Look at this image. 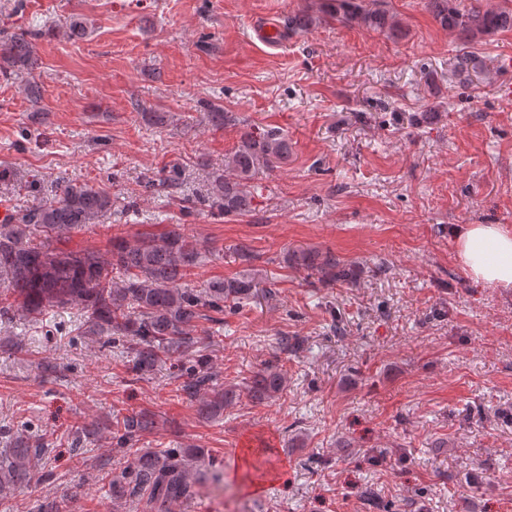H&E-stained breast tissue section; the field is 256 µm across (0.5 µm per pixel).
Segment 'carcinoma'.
I'll return each instance as SVG.
<instances>
[{
  "instance_id": "cac0c4a2",
  "label": "carcinoma",
  "mask_w": 512,
  "mask_h": 512,
  "mask_svg": "<svg viewBox=\"0 0 512 512\" xmlns=\"http://www.w3.org/2000/svg\"><path fill=\"white\" fill-rule=\"evenodd\" d=\"M440 25L454 32L461 44L456 76L468 80L481 68L470 46L500 31L512 30V8L475 5L467 11L457 0H427ZM330 18L357 24L390 38L403 35L397 16L384 0H323L318 11L306 7L288 16V29L309 31ZM42 30L5 35L0 39V76L31 75L38 65L35 40ZM215 128L236 126L240 120L224 107L208 112ZM288 161V138L279 130L242 128L237 145L224 157V173L213 179L211 207L226 216H246L254 210V179L264 170ZM112 212V194L84 184H63L55 199L7 209L0 220V315L19 312L38 321L57 309L87 312L81 332L110 336L127 344L132 372L142 378L162 363L178 368L176 392L198 401V415L206 420L246 396L256 404L277 398L287 371L275 361L244 378V389L221 386L197 356L199 323L218 322L226 304L245 307L258 296L255 277L242 274L216 280L201 288L187 283L207 249L181 224L135 239L114 236L105 251L72 245L73 236ZM296 268L317 275L323 283H356L358 271L330 251H301L291 255ZM270 296L273 290H261ZM153 416L131 411L110 423L120 448L135 450L134 464L109 479L112 500L138 503L145 512H171L178 502L200 496L202 488L223 476L200 448L144 451L140 437L154 428ZM51 448L40 437H12L0 453V489L27 483L30 464L49 460Z\"/></svg>"
}]
</instances>
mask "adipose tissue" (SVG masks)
<instances>
[{
    "mask_svg": "<svg viewBox=\"0 0 512 512\" xmlns=\"http://www.w3.org/2000/svg\"><path fill=\"white\" fill-rule=\"evenodd\" d=\"M455 241L457 259L472 282L512 290V228L465 224Z\"/></svg>",
    "mask_w": 512,
    "mask_h": 512,
    "instance_id": "adipose-tissue-1",
    "label": "adipose tissue"
}]
</instances>
